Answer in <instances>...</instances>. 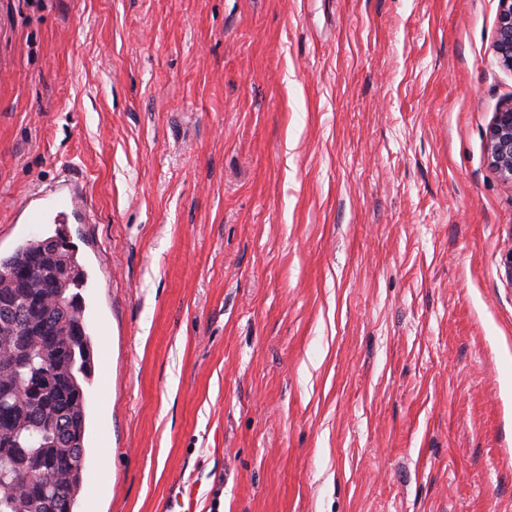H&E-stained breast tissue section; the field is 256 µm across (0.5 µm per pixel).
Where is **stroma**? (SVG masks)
<instances>
[{"label": "stroma", "mask_w": 512, "mask_h": 512, "mask_svg": "<svg viewBox=\"0 0 512 512\" xmlns=\"http://www.w3.org/2000/svg\"><path fill=\"white\" fill-rule=\"evenodd\" d=\"M498 0H0V254L70 182L80 512H512ZM491 166L506 183L512 184V100L495 112L487 142ZM40 198L46 200L47 207L52 209L47 217L49 219L53 216L49 219L52 224H68L70 216L74 219H90L82 193L69 183L57 185L50 193L41 195Z\"/></svg>", "instance_id": "1"}]
</instances>
